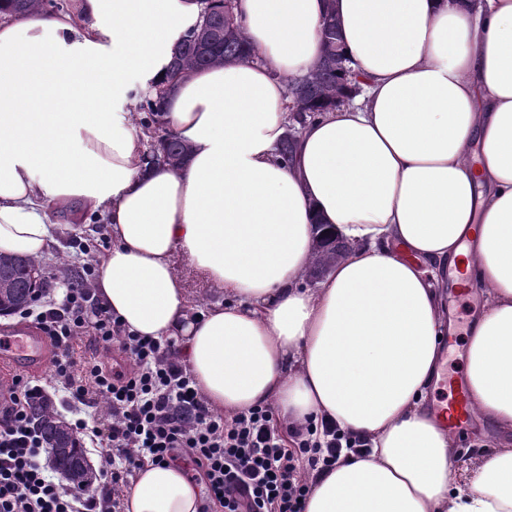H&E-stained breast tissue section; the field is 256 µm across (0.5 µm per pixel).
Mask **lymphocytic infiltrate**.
I'll use <instances>...</instances> for the list:
<instances>
[{
  "label": "lymphocytic infiltrate",
  "instance_id": "lymphocytic-infiltrate-1",
  "mask_svg": "<svg viewBox=\"0 0 512 512\" xmlns=\"http://www.w3.org/2000/svg\"><path fill=\"white\" fill-rule=\"evenodd\" d=\"M94 279L84 263L61 303L38 299L25 315L49 337L54 379L74 406L108 403L91 431L105 464L87 490L56 482L40 462L45 445L31 418L47 390L14 375L0 389V512H122L121 489L135 470L177 459L202 477L207 502L221 512H303L301 465L331 466L353 441L315 421L283 436L266 406L230 418L210 411L174 342L124 332L95 298ZM87 333L103 349L118 346L131 367L116 374L101 360L78 362L73 341Z\"/></svg>",
  "mask_w": 512,
  "mask_h": 512
}]
</instances>
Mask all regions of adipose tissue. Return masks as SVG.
<instances>
[{
	"instance_id": "adipose-tissue-1",
	"label": "adipose tissue",
	"mask_w": 512,
	"mask_h": 512,
	"mask_svg": "<svg viewBox=\"0 0 512 512\" xmlns=\"http://www.w3.org/2000/svg\"><path fill=\"white\" fill-rule=\"evenodd\" d=\"M335 8L360 95L293 122L287 82ZM247 60L169 80L199 0H79L0 17V252L40 259L57 211L103 215L94 295L127 333L176 339L214 411L326 418L365 440L306 470L305 512H512V0H233ZM164 87L180 168L147 160L125 107ZM294 134L291 163L278 147ZM346 251L305 282L325 237ZM223 293L193 310L172 258ZM483 297L466 382L476 467L429 396L459 267ZM182 466L148 465L125 512H200Z\"/></svg>"
}]
</instances>
